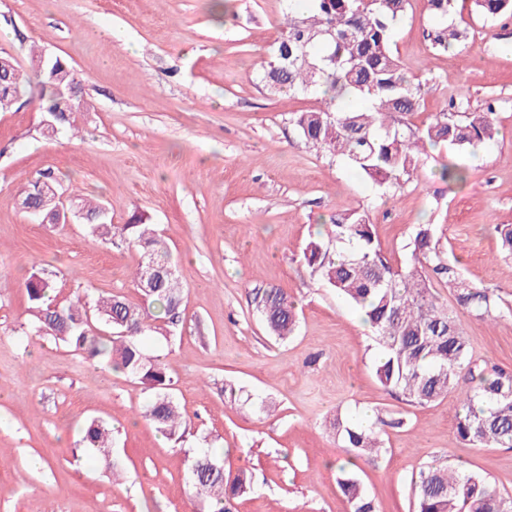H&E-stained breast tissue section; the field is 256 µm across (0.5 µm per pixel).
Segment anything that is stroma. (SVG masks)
<instances>
[{
  "label": "stroma",
  "instance_id": "1",
  "mask_svg": "<svg viewBox=\"0 0 512 512\" xmlns=\"http://www.w3.org/2000/svg\"><path fill=\"white\" fill-rule=\"evenodd\" d=\"M0 0V50L31 69V46L65 58L83 84L74 132L47 137L36 89L0 112V512H200L185 480L196 449L220 448L251 479L233 512H350L339 480L347 454L335 416L397 414L380 454L357 460L377 512H413L410 478L445 461L512 496V448H475L456 433L462 395L414 406L378 382L380 347L362 313L302 261L313 234L342 209L365 210L375 242L396 266L418 224H435L463 277L495 290L497 319L461 321L487 367L512 372V258L496 225L512 224V17L466 15L467 38L435 51L428 0H409L393 52L429 84L413 124L450 100L481 112L496 99V135L477 153L428 149L394 195L302 142L296 113L307 95L257 86L279 35L284 0ZM452 160L467 184L433 170ZM51 173L64 199L108 206L113 223L144 214L183 276L181 321L152 345L165 356L185 434L172 441L140 418L149 393L138 380L95 366L61 342L29 334L23 283L34 271L56 300L122 294L140 303L132 273L140 255L106 246L80 217L44 224L16 199ZM276 287L298 307L280 342L255 308ZM114 430L111 456L81 451L82 427Z\"/></svg>",
  "mask_w": 512,
  "mask_h": 512
}]
</instances>
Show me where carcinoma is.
Segmentation results:
<instances>
[{
    "instance_id": "obj_1",
    "label": "carcinoma",
    "mask_w": 512,
    "mask_h": 512,
    "mask_svg": "<svg viewBox=\"0 0 512 512\" xmlns=\"http://www.w3.org/2000/svg\"><path fill=\"white\" fill-rule=\"evenodd\" d=\"M456 0H429L431 25L427 37L438 51H447L466 39V29L448 23ZM474 10L496 18L512 15V0H471ZM409 0H293L284 14L282 32L270 59L261 65L259 83L270 93H322L324 106L298 113L294 126L313 150L351 165L388 194L400 190L417 171L426 147L448 145L476 150L495 137L486 112H467L469 101H451L452 111L438 112L422 126L407 117L419 111L425 83L409 74L392 51L394 26L407 12ZM69 62L59 56L36 71L42 109L56 127H73L72 114L83 101L69 98L65 81ZM24 75L19 67L0 75V111L7 99L20 93ZM440 178L463 182L466 168L441 165ZM56 187L49 174L27 183L25 199L37 209L44 194ZM89 221V233L103 243H125L141 251L133 274L146 306L121 295L95 300L78 297L65 305L54 302V284L34 272L24 281L34 311L29 333L51 336L78 354H88L100 365L138 379L151 390L140 417L168 439L178 440L183 415L170 393L171 380L146 339L179 321L183 285L179 274L142 287L144 270L156 262L177 268L166 243L134 214L125 224H114L109 211L84 198L76 205ZM411 260L393 268L375 244L369 215L341 210L331 218L326 233L306 244L303 258L324 283L358 306L374 329L382 353L375 374L381 386L411 405H426L448 395L459 382L473 383L456 413L458 437L479 448H512V373L477 363L470 351L460 315L493 317L499 297L477 288L460 275L445 256L433 224H419L409 242ZM454 290L457 312L441 306L432 279ZM257 312L267 331L286 341L296 327L295 305L280 288L255 297ZM402 423L400 417H379L370 425L332 422L341 446L353 458L382 450L381 433ZM91 455L112 452V429L97 420L82 436ZM193 494L209 512H229L227 504L246 493L249 477L224 468L214 448L192 454L185 476ZM414 512H512V497L504 496L475 473L459 474L445 462L422 467L411 478ZM340 487L351 512H375L373 499L358 480L348 476Z\"/></svg>"
}]
</instances>
